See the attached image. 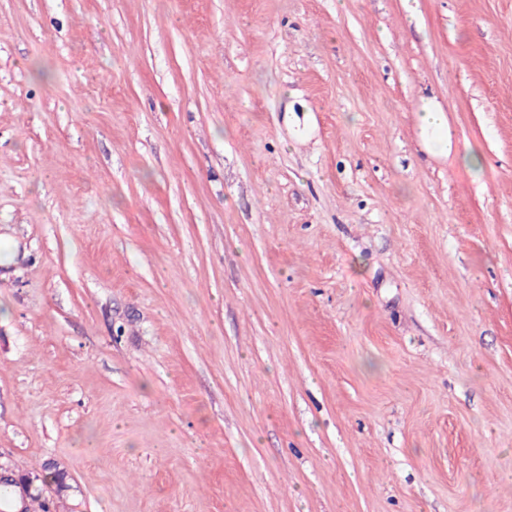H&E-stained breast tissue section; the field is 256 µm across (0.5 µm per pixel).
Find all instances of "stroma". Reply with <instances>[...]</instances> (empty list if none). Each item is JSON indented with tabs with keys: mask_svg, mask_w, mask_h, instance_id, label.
<instances>
[{
	"mask_svg": "<svg viewBox=\"0 0 512 512\" xmlns=\"http://www.w3.org/2000/svg\"><path fill=\"white\" fill-rule=\"evenodd\" d=\"M0 452L61 512H512V0H0ZM420 127L429 133L436 146L445 148L448 145V128L443 113L429 103L417 111Z\"/></svg>",
	"mask_w": 512,
	"mask_h": 512,
	"instance_id": "35a3bbf8",
	"label": "stroma"
}]
</instances>
